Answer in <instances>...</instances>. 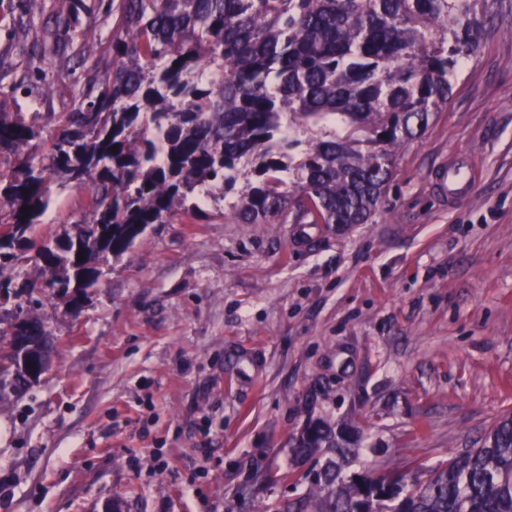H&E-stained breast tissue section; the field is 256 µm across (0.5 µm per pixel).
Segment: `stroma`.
<instances>
[{"instance_id": "stroma-1", "label": "stroma", "mask_w": 512, "mask_h": 512, "mask_svg": "<svg viewBox=\"0 0 512 512\" xmlns=\"http://www.w3.org/2000/svg\"><path fill=\"white\" fill-rule=\"evenodd\" d=\"M59 42L0 0V112H67L101 46L77 55L109 0H67ZM453 81L446 106L399 149L372 223L236 224L206 204L148 227L103 264L79 308L43 298L52 369L0 394V512H257L298 497L273 480L313 422L360 430L357 467L409 478L479 447L512 413V0ZM477 170L449 205L448 158ZM57 192L42 231L87 217Z\"/></svg>"}]
</instances>
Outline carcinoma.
I'll return each mask as SVG.
<instances>
[{
    "mask_svg": "<svg viewBox=\"0 0 512 512\" xmlns=\"http://www.w3.org/2000/svg\"><path fill=\"white\" fill-rule=\"evenodd\" d=\"M112 73L92 75L74 108L43 123L0 112V278L28 301L49 289L73 307L102 263L152 224L205 215L232 197L238 224H366L396 149L448 103L452 78L497 29L495 0H117ZM117 150H112V147ZM90 187L89 217L40 235L53 193ZM28 211L23 212L21 208ZM84 259L77 260V253ZM43 337L18 320L5 336ZM0 360L19 388L49 370ZM346 426L292 440L319 469L277 512H512V415L482 445L406 485L396 467L347 471Z\"/></svg>",
    "mask_w": 512,
    "mask_h": 512,
    "instance_id": "obj_1",
    "label": "carcinoma"
}]
</instances>
